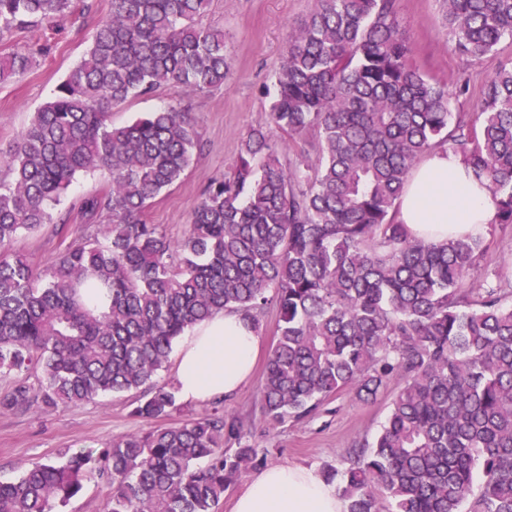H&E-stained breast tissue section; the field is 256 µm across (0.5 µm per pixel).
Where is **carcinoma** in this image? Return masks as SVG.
Listing matches in <instances>:
<instances>
[{
	"mask_svg": "<svg viewBox=\"0 0 512 512\" xmlns=\"http://www.w3.org/2000/svg\"><path fill=\"white\" fill-rule=\"evenodd\" d=\"M80 0H0V31L51 25ZM81 61L0 163V409L89 403L139 391L132 414L165 417L176 388L156 380L174 343L233 311L277 339L260 396L271 425L314 414L351 388L374 402L401 380L372 445L348 451L344 512H512V302L498 285L464 287L484 252L478 235L431 242L399 222L413 167L445 145L500 197L512 224V70L483 88L481 126L452 115L444 84L412 60L396 0H315L288 34L274 74L269 129L242 140L232 170L200 196L171 240L145 212L199 147L198 121L169 104L115 126L111 109L163 88L224 86V32L201 18L211 0H109ZM459 52L479 60L512 41V0H441ZM45 49L0 57V84ZM314 135L293 166L271 130ZM108 189L80 207L95 230L45 271L14 253L54 218L82 173ZM104 303L91 306L87 289ZM266 457L242 419L218 413L115 438L0 482V512H58L92 478L107 512H217L224 492Z\"/></svg>",
	"mask_w": 512,
	"mask_h": 512,
	"instance_id": "obj_1",
	"label": "carcinoma"
}]
</instances>
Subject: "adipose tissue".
<instances>
[{
  "mask_svg": "<svg viewBox=\"0 0 512 512\" xmlns=\"http://www.w3.org/2000/svg\"><path fill=\"white\" fill-rule=\"evenodd\" d=\"M498 203L487 181L477 180L452 149L438 148L411 171L399 219L414 235L433 241L477 234L497 220ZM260 337L250 322L221 312L197 325L177 352L175 383L182 400L229 397L246 384ZM234 512H343L334 486L313 470L275 465L255 475Z\"/></svg>",
  "mask_w": 512,
  "mask_h": 512,
  "instance_id": "1",
  "label": "adipose tissue"
}]
</instances>
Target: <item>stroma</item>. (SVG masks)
<instances>
[{
	"label": "stroma",
	"instance_id": "35a3bbf8",
	"mask_svg": "<svg viewBox=\"0 0 512 512\" xmlns=\"http://www.w3.org/2000/svg\"><path fill=\"white\" fill-rule=\"evenodd\" d=\"M314 6V0H211L204 23L224 32L232 58L233 75L218 90L186 94L164 88L148 99H134L113 108L112 122L123 125L162 106L184 99L197 118L200 145L182 181L157 197L146 220L158 224L171 238H180L202 192L223 179L234 164L242 138L259 126H268L273 75L285 52L288 32ZM401 17L409 28L414 63L445 84L452 113L477 115L485 82L498 70L512 68V44L479 60L462 56L453 37L440 25V0H398ZM109 13V0H84V8L60 18L53 31L31 27L0 36V55L24 51L50 41L52 51L33 68L0 84V150L29 124L34 112L47 102L65 73L78 63L97 25ZM100 173L82 175L58 206L69 215L66 225L47 224L20 236L13 249L28 258L36 270L54 263L59 252L84 231L78 214L81 200L103 192ZM487 247L477 261L468 287L482 288L492 280L512 289V225L492 224L484 233ZM277 311L268 307L259 331L261 348L250 380L222 403L177 401L165 418L144 420L133 416L136 394L107 396L77 406L26 411H0V480L19 478L33 464L61 460L65 451L104 448L112 438L144 433L220 410L241 417L256 448L267 450V465L290 464L315 472L332 466L343 469L349 448L358 441H374L390 410L399 380H392L377 401L360 400L355 391L331 397L320 412L301 421L269 425L261 414L259 388L265 361L276 341Z\"/></svg>",
	"mask_w": 512,
	"mask_h": 512
}]
</instances>
